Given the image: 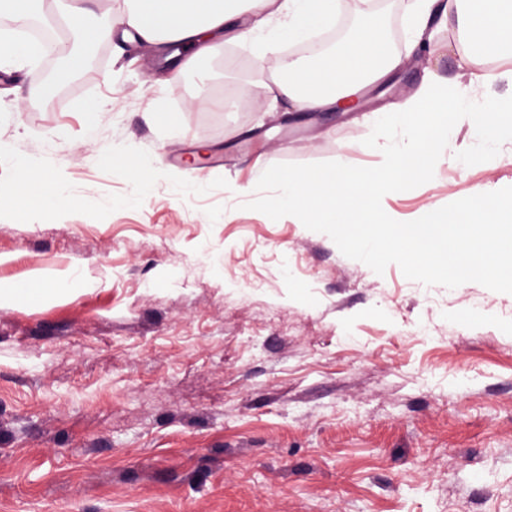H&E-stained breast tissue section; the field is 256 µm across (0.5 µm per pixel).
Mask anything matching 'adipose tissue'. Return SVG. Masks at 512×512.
Segmentation results:
<instances>
[{
  "mask_svg": "<svg viewBox=\"0 0 512 512\" xmlns=\"http://www.w3.org/2000/svg\"><path fill=\"white\" fill-rule=\"evenodd\" d=\"M84 0H57V17L78 41L65 58L70 72L81 71L102 43L111 41L117 25L133 29L148 45H177L185 56L171 77H180L197 60L221 50L226 29L236 37L261 39L268 48L283 42H302L319 28L336 22V0H131L119 19L84 25ZM456 18L483 56L498 60L512 51V0H412L408 23L424 30L432 16ZM402 63L391 48L382 26L370 19L360 22L333 53L295 64L293 75L271 88L272 105L284 104L295 112L329 107L351 111L358 106L361 84L381 80ZM15 168L26 181L25 197L0 192V215L23 224L41 211L56 210L67 198L60 180L45 182L24 160Z\"/></svg>",
  "mask_w": 512,
  "mask_h": 512,
  "instance_id": "obj_1",
  "label": "adipose tissue"
}]
</instances>
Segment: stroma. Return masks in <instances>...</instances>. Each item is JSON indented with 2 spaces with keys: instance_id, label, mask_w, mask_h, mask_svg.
I'll use <instances>...</instances> for the list:
<instances>
[{
  "instance_id": "obj_1",
  "label": "stroma",
  "mask_w": 512,
  "mask_h": 512,
  "mask_svg": "<svg viewBox=\"0 0 512 512\" xmlns=\"http://www.w3.org/2000/svg\"><path fill=\"white\" fill-rule=\"evenodd\" d=\"M370 10L397 26L402 64L353 112L272 109L283 52L230 34L176 79L159 49L120 41L49 83L43 64L0 65V186L22 192L21 158L76 190L0 222V282L79 266L93 283L0 307V512H512V294L379 275L298 218L243 207L278 163H377L374 113L430 75L512 95V64L455 22H430L444 50L428 58L408 0ZM85 96L101 107L92 136L72 107ZM474 139L464 120L434 185L386 207L411 221L512 186V140L467 166L454 154ZM117 151L155 172L133 208Z\"/></svg>"
}]
</instances>
